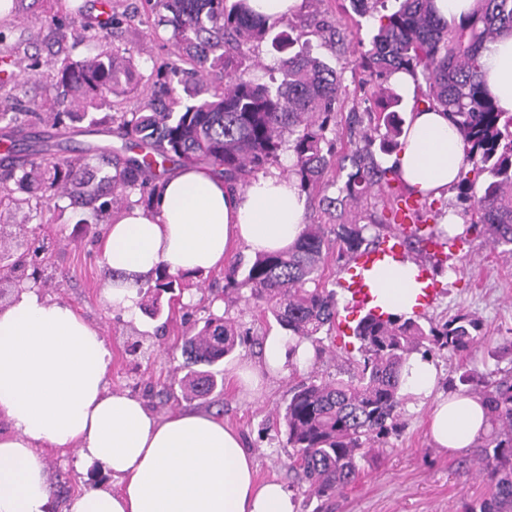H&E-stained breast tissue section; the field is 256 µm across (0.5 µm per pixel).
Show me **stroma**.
I'll return each mask as SVG.
<instances>
[{"instance_id": "1", "label": "stroma", "mask_w": 512, "mask_h": 512, "mask_svg": "<svg viewBox=\"0 0 512 512\" xmlns=\"http://www.w3.org/2000/svg\"><path fill=\"white\" fill-rule=\"evenodd\" d=\"M168 29L149 35L139 19H132L112 35L114 45L130 48L139 65L143 84H152L156 68L173 51ZM312 53L336 65L344 90L345 107L360 104L363 93L358 75L341 47L313 40ZM83 210L65 209L41 221L34 211L0 208V224L41 227L53 240L56 272L42 291L51 299L73 306L97 326L112 349L110 382L113 390L125 391L145 400L158 415L179 407L211 410L245 439L257 464V478L278 480L293 488L296 512H460L464 504L485 495L487 485L473 471L469 450L447 451L434 447L427 424L437 394L447 393V381L466 371L486 374L512 368V356L499 351L503 337L512 336V261L503 259L483 238L469 235L463 248L448 251L443 265H437L440 286L423 308L426 317L444 322L457 313L467 312L482 320L487 339L461 356H435L434 392L416 401H406L402 410L403 429L387 437L367 455L359 480L329 500L306 497L292 485L288 471L283 414L291 388L311 375L338 376L340 368L331 355L313 361L287 376L268 377L260 395L254 396L225 387L208 399L183 395L180 379L185 362V337L202 326L204 308L212 299L210 287L223 282L220 271L190 279L191 297L182 313H166L168 294H161L159 311H141L138 320H127L104 300L97 242L101 225L83 223ZM225 318L239 333L248 335L247 344L236 348L233 357L255 355L266 336L281 334V327L262 319L254 307L224 300ZM168 388L171 396L159 400L157 392ZM45 462L52 483L54 512H64V503L82 488L108 485L111 474L91 467L77 468L75 450L48 449Z\"/></svg>"}]
</instances>
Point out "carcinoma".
Segmentation results:
<instances>
[{"label":"carcinoma","instance_id":"carcinoma-1","mask_svg":"<svg viewBox=\"0 0 512 512\" xmlns=\"http://www.w3.org/2000/svg\"><path fill=\"white\" fill-rule=\"evenodd\" d=\"M50 15V40L57 49L44 97L16 93L19 78L40 67L36 57L14 48L0 50V207L51 211L69 200L89 209L95 221L140 192L149 206L156 180L172 165H204L233 186H246L279 163L283 147L293 153L288 177L302 192L318 199V214L305 218L297 241L286 251L238 260L225 276L224 292L261 309L288 333V341L309 342L316 356L326 353L324 339L336 330V289L324 279L329 256L349 264L352 257L376 248L391 216L362 224L350 214L376 191L390 193L399 175L375 160L373 147L391 155L400 145L405 121L398 114L402 97L391 77L404 72L418 82L415 104L440 108L459 131L462 166L454 186L465 202L466 231H475L506 258H512V113L501 112L482 77L487 46L512 35V0H478L461 20L437 14L434 0H349L360 16L378 22L368 43L353 47L354 69L372 89V106L348 113L346 151L336 152L341 82L335 69L310 54V37L328 33L346 40L348 23L316 27L293 25L276 31L252 15L246 0H144L147 31L171 29L182 50L180 63L157 68V89L142 96L134 112H114L115 100L136 93L139 72L131 50L109 41L112 31L129 21L118 3L108 4L107 21L84 17L77 29L57 8L42 0ZM96 42L100 50L79 60L65 54L68 37ZM271 41L280 54L281 81L250 78L238 49ZM193 99L175 110L179 92ZM68 129L79 135H117L121 146L80 143L51 153L50 139ZM96 159L93 165L90 159ZM342 182L338 194L328 189ZM53 267L49 248L34 247L3 266L17 282H47ZM183 275L162 271L139 292L157 303L162 291L182 285ZM249 294H244L243 290ZM479 319L460 313L424 326L418 320L386 313L368 314L353 328L358 346L336 354L347 363V378L311 376L291 390L284 420L292 448L289 471L307 497L329 499L355 482L361 461L375 444L400 429L404 370L415 353L427 357L460 356L484 340ZM242 340L224 316L208 314L204 325L183 345L187 372L184 387L207 399L224 387L220 372L209 367L231 355ZM485 404L489 432L478 439L472 461L488 492L462 512H512V371L494 379L464 373L458 381Z\"/></svg>","mask_w":512,"mask_h":512}]
</instances>
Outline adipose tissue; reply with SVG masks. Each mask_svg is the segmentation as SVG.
I'll return each instance as SVG.
<instances>
[{
	"mask_svg": "<svg viewBox=\"0 0 512 512\" xmlns=\"http://www.w3.org/2000/svg\"><path fill=\"white\" fill-rule=\"evenodd\" d=\"M484 79L498 108L512 113V36L490 45ZM463 145L446 112L410 113L390 156L406 188L440 194L456 182ZM305 200L274 171L232 189L202 165L185 164L159 182L151 208L133 205L106 226L100 263L103 296L127 319L140 313V288L157 270L196 277L223 267L235 246L250 255L288 248L303 228ZM416 267L381 270L377 303L412 313L421 292ZM267 337L259 361L232 366L234 386L258 393L265 374L305 365L301 343ZM112 352L99 330L70 305L23 284L0 303V512H51L43 454L77 449L79 467H100L114 482L83 489L66 512H295L282 483L257 482L254 457L238 433L208 412L155 415L142 400L113 391ZM488 430L478 396L438 397L428 432L435 447L469 448Z\"/></svg>",
	"mask_w": 512,
	"mask_h": 512,
	"instance_id": "ef3b65f1",
	"label": "adipose tissue"
}]
</instances>
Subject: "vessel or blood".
<instances>
[{
    "instance_id": "vessel-or-blood-1",
    "label": "vessel or blood",
    "mask_w": 512,
    "mask_h": 512,
    "mask_svg": "<svg viewBox=\"0 0 512 512\" xmlns=\"http://www.w3.org/2000/svg\"><path fill=\"white\" fill-rule=\"evenodd\" d=\"M418 207L419 203L413 197L400 202L393 232L385 236L374 250L357 254L345 275L337 279L336 285L346 298L345 315L339 320L340 333H349L350 321L355 320L361 313L374 311L376 296L371 274L380 267L404 259L405 240L408 236L423 238L430 253L436 256L442 254L443 245L429 236L427 226L412 223L411 215Z\"/></svg>"
}]
</instances>
